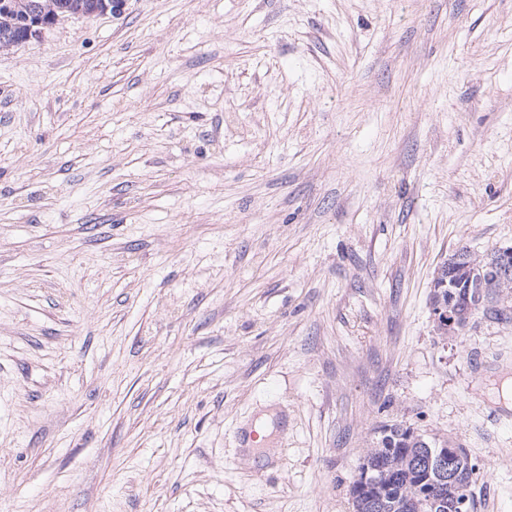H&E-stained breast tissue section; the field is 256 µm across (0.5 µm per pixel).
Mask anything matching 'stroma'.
Wrapping results in <instances>:
<instances>
[{
    "mask_svg": "<svg viewBox=\"0 0 512 512\" xmlns=\"http://www.w3.org/2000/svg\"><path fill=\"white\" fill-rule=\"evenodd\" d=\"M464 246H512V0H127L0 52V512H353L394 422L512 512V326L431 314Z\"/></svg>",
    "mask_w": 512,
    "mask_h": 512,
    "instance_id": "obj_1",
    "label": "stroma"
}]
</instances>
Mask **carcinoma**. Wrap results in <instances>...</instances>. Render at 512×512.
Masks as SVG:
<instances>
[{
	"mask_svg": "<svg viewBox=\"0 0 512 512\" xmlns=\"http://www.w3.org/2000/svg\"><path fill=\"white\" fill-rule=\"evenodd\" d=\"M51 3L55 15L69 18L81 13L89 0H40ZM23 11L15 0H0V38L20 39L25 30ZM489 262L479 259L463 247L450 255L438 268L432 281L430 302L451 301L459 308L462 320L479 315L496 324L512 323V278L502 284L488 272ZM447 446L460 449L467 462L457 483L439 485L429 478L417 461V449ZM369 468L374 484L370 495L376 498L377 512H448L454 499H468L474 505L472 485L478 467L461 445L443 437L417 432L403 423L384 424L375 431L370 448L360 463Z\"/></svg>",
	"mask_w": 512,
	"mask_h": 512,
	"instance_id": "carcinoma-1",
	"label": "carcinoma"
}]
</instances>
